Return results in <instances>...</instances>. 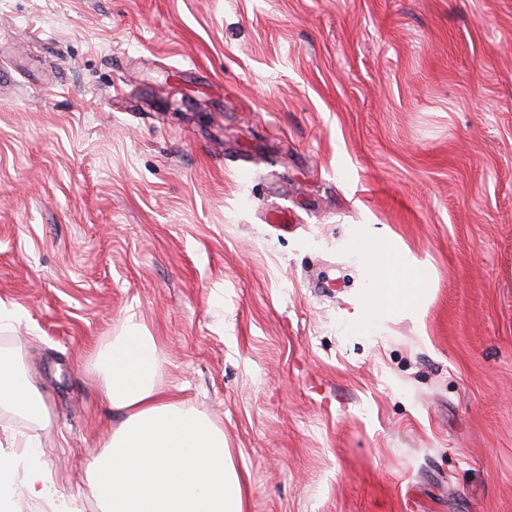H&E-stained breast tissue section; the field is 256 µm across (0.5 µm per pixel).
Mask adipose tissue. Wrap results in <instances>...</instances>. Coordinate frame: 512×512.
Returning <instances> with one entry per match:
<instances>
[{
    "instance_id": "ef3b65f1",
    "label": "adipose tissue",
    "mask_w": 512,
    "mask_h": 512,
    "mask_svg": "<svg viewBox=\"0 0 512 512\" xmlns=\"http://www.w3.org/2000/svg\"><path fill=\"white\" fill-rule=\"evenodd\" d=\"M351 248L366 276L357 320L376 327L393 311L414 315L423 290L412 260L392 238L362 226ZM107 397L124 419L89 465L90 489L101 512H244L240 475L224 432L213 421L169 397L159 380L157 344L134 320L98 358ZM0 402L48 423V411L17 362L0 356ZM25 467L24 493L51 496L35 451L0 459V508L13 475Z\"/></svg>"
}]
</instances>
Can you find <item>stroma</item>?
<instances>
[{"label": "stroma", "instance_id": "stroma-1", "mask_svg": "<svg viewBox=\"0 0 512 512\" xmlns=\"http://www.w3.org/2000/svg\"><path fill=\"white\" fill-rule=\"evenodd\" d=\"M0 404L56 490L134 318L245 512H512V0H0ZM285 209L293 226L272 214ZM359 224L419 315L356 325ZM0 402L16 411L36 417L42 424L49 422L47 408L41 403L35 387L22 375L17 362L0 356Z\"/></svg>", "mask_w": 512, "mask_h": 512}]
</instances>
